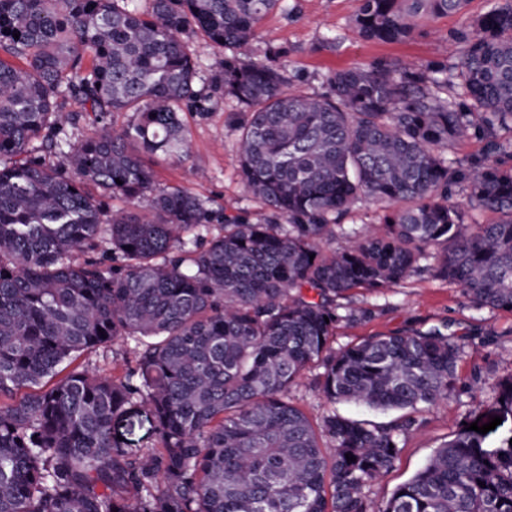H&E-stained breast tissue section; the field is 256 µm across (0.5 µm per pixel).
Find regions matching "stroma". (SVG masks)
Here are the masks:
<instances>
[{
    "label": "stroma",
    "instance_id": "obj_1",
    "mask_svg": "<svg viewBox=\"0 0 512 512\" xmlns=\"http://www.w3.org/2000/svg\"><path fill=\"white\" fill-rule=\"evenodd\" d=\"M499 0H469L465 13L442 16L401 42L364 37L354 24L359 0H288L260 22L250 55L274 58L290 83L305 95L329 94L325 77L332 71L366 66L381 60H414L422 64L456 63L463 50L460 32ZM238 103L215 91L205 113L182 114L189 152L156 168L158 187H180L219 209L224 215L246 216L264 223L271 216L264 202L247 193L238 167ZM382 210L362 200L341 219L335 245L363 235L380 223ZM415 276L373 292L352 290L342 305L358 312L353 321L337 323L333 344L343 347L371 336L396 331L441 330L460 348L459 375L463 388L425 409L421 425L401 437V451L382 478L366 487L369 512H382L396 487L420 470L435 448L454 437L467 419L487 413L498 396L500 382L512 377V312L478 307L461 286L436 276V261L427 258Z\"/></svg>",
    "mask_w": 512,
    "mask_h": 512
}]
</instances>
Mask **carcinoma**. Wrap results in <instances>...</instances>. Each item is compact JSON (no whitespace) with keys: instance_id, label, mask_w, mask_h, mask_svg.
Here are the masks:
<instances>
[{"instance_id":"cac0c4a2","label":"carcinoma","mask_w":512,"mask_h":512,"mask_svg":"<svg viewBox=\"0 0 512 512\" xmlns=\"http://www.w3.org/2000/svg\"><path fill=\"white\" fill-rule=\"evenodd\" d=\"M284 2L0 0V512H368L401 434L461 383L459 346L434 330L336 349L337 300L415 275L437 247L439 275L512 312V166L444 156L470 131L493 152L512 132V0L475 21L453 66L379 60L330 73L328 96L249 56ZM360 2L362 34L398 41L469 0ZM196 32L226 50L240 179L267 224H219L200 198L154 189L149 160L187 152L180 113L206 111ZM69 99L90 124L77 143L58 115ZM117 112L138 119L116 133ZM455 187L497 220L465 223ZM114 195L132 208L112 211ZM362 199L382 223L331 247ZM119 341L122 374L66 369ZM312 365L328 404L404 414L313 422L288 398ZM142 413L145 451L116 428ZM380 512H512V439L488 450L461 427Z\"/></svg>"}]
</instances>
